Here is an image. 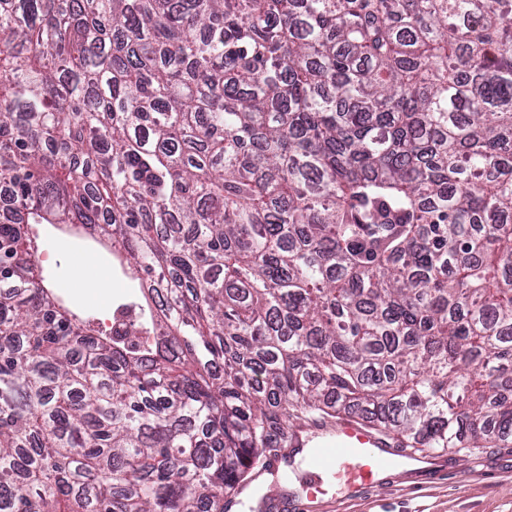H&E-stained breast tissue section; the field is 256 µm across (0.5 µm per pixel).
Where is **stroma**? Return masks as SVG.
<instances>
[{
    "label": "stroma",
    "mask_w": 512,
    "mask_h": 512,
    "mask_svg": "<svg viewBox=\"0 0 512 512\" xmlns=\"http://www.w3.org/2000/svg\"><path fill=\"white\" fill-rule=\"evenodd\" d=\"M39 264L53 289L73 311L94 322L122 303H142L140 282L108 250L66 225L37 226ZM92 264L79 265L84 254ZM439 468L408 471L381 491L342 496L324 484L336 503L329 512H512V448H478L441 454Z\"/></svg>",
    "instance_id": "35a3bbf8"
}]
</instances>
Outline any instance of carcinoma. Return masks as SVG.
<instances>
[{
    "label": "carcinoma",
    "instance_id": "obj_1",
    "mask_svg": "<svg viewBox=\"0 0 512 512\" xmlns=\"http://www.w3.org/2000/svg\"><path fill=\"white\" fill-rule=\"evenodd\" d=\"M0 184V512H227L301 415L512 446V0H0ZM57 225L41 224L35 228L39 234V265L50 288L64 299L71 310L93 320L97 328L98 323L106 319L104 330L110 334L126 326L122 311L132 309L128 305H119L113 310L118 304L142 305L147 314L140 292L141 281L121 265L116 256L66 224ZM88 251L94 255L95 261L77 267L78 258ZM107 268L114 271L112 280L105 277ZM94 269L98 272V279L104 277L108 280L109 287L73 288L75 283L87 281ZM111 314L112 318L107 319Z\"/></svg>",
    "mask_w": 512,
    "mask_h": 512
}]
</instances>
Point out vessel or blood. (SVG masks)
I'll use <instances>...</instances> for the list:
<instances>
[{
	"label": "vessel or blood",
	"mask_w": 512,
	"mask_h": 512,
	"mask_svg": "<svg viewBox=\"0 0 512 512\" xmlns=\"http://www.w3.org/2000/svg\"><path fill=\"white\" fill-rule=\"evenodd\" d=\"M297 442L307 450L303 459L304 499L311 512L326 508L325 499L318 496V487L325 479L342 481L348 494L355 495L381 488L386 473L398 466L390 437L356 419H343L298 436Z\"/></svg>",
	"instance_id": "b4317fda"
}]
</instances>
